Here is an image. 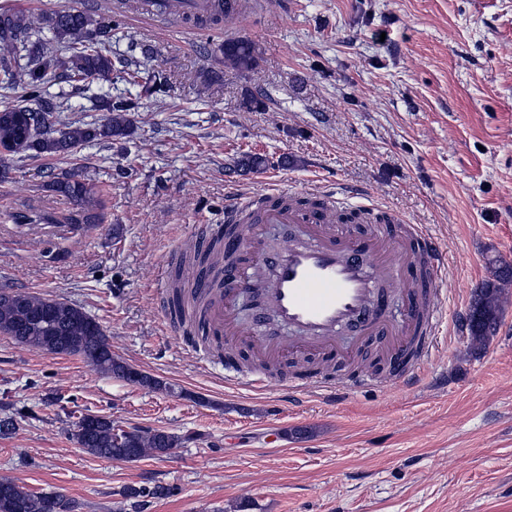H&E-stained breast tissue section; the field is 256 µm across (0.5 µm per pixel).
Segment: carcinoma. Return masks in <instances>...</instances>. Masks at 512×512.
<instances>
[{
    "label": "carcinoma",
    "mask_w": 512,
    "mask_h": 512,
    "mask_svg": "<svg viewBox=\"0 0 512 512\" xmlns=\"http://www.w3.org/2000/svg\"><path fill=\"white\" fill-rule=\"evenodd\" d=\"M227 0H214L213 13L187 15L184 20L195 25L217 24L223 21ZM52 34L42 38V30ZM112 41V22L77 9L60 10L42 17L35 23L22 12L0 14V74L5 84L20 91L19 103L0 110V147L11 156L64 155L72 150L94 144H109L122 140L131 132L129 111L134 104L124 100H106L108 115L98 122L81 119L63 120L56 117L49 127H43L37 116L53 115L72 110L63 99L48 107L33 108L31 102L42 99L47 71L62 66L68 82H85L106 77L112 72V58L106 45ZM67 54L60 61L57 52ZM224 66L239 71L251 70L256 62L252 42L229 38L221 47ZM27 56L29 65H21V56ZM130 80L139 87V96L149 98L160 91V83L142 71L129 73ZM48 187L79 205L99 203V187L91 180L69 174L56 177ZM209 253L186 254L177 261L172 276V301L180 321L193 326L203 313V298L195 283L184 275V269L203 265ZM512 281V267L498 266L492 279L474 291V299L467 317V326L475 348L486 345L497 331L499 323V294L501 285ZM0 333L15 342L37 351H48L50 341H64L63 355L78 356L98 370L115 377H123L128 366L112 354V347L101 325L92 323L81 308L58 299L40 297L27 292H11L9 300L0 302ZM112 421L101 417L95 428L87 433L76 426L74 439L87 452L107 460L137 461L145 457H162L181 443L179 436L164 430H134L124 447L115 446ZM167 491L130 487L124 497L134 510L142 508L144 499L161 497ZM74 505L60 494H28L17 506L0 500V512H73Z\"/></svg>",
    "instance_id": "1"
}]
</instances>
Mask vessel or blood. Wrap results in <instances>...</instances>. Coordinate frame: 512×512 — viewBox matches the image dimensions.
<instances>
[{
	"mask_svg": "<svg viewBox=\"0 0 512 512\" xmlns=\"http://www.w3.org/2000/svg\"><path fill=\"white\" fill-rule=\"evenodd\" d=\"M285 197L283 189L268 188L226 199L225 225L245 213L254 222L225 237L199 276L210 334L248 343L256 355L275 360L311 355L348 362L355 346L374 341L396 379L417 383L436 345L440 284L447 277L437 238L390 211L380 220L362 212L366 231L343 230L336 192L328 186L311 206L285 205ZM252 291L293 336L266 335L242 323L239 296ZM392 294L405 301L399 324L386 314ZM343 326L355 332L352 345L339 341ZM313 385L333 401L353 395L364 382L319 379Z\"/></svg>",
	"mask_w": 512,
	"mask_h": 512,
	"instance_id": "obj_1",
	"label": "vessel or blood"
}]
</instances>
